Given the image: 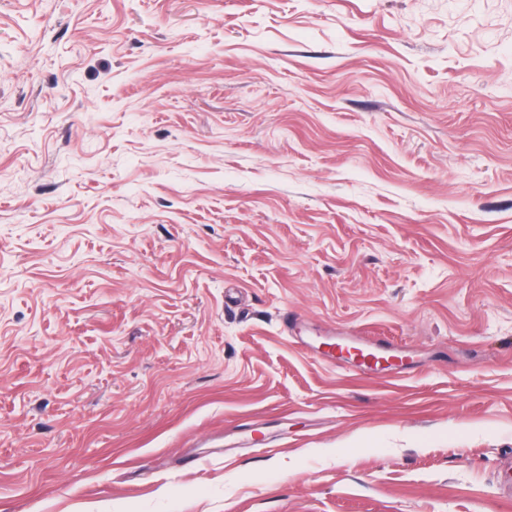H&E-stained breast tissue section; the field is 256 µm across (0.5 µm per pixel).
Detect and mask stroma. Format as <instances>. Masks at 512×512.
<instances>
[{
	"label": "stroma",
	"mask_w": 512,
	"mask_h": 512,
	"mask_svg": "<svg viewBox=\"0 0 512 512\" xmlns=\"http://www.w3.org/2000/svg\"><path fill=\"white\" fill-rule=\"evenodd\" d=\"M507 469L512 0H0V512Z\"/></svg>",
	"instance_id": "obj_1"
}]
</instances>
